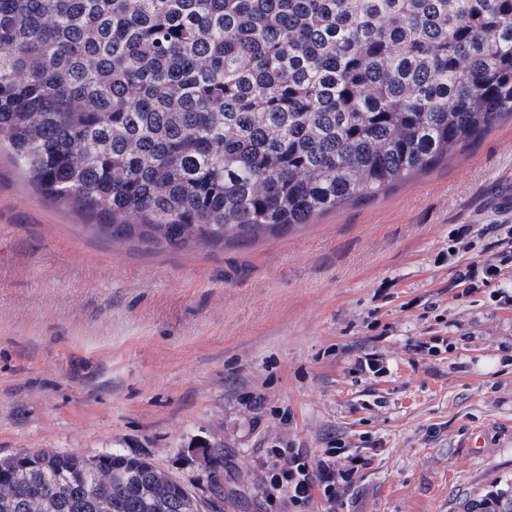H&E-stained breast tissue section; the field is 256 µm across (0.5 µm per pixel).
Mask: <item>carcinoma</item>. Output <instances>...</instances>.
Here are the masks:
<instances>
[{
	"label": "carcinoma",
	"instance_id": "obj_1",
	"mask_svg": "<svg viewBox=\"0 0 512 512\" xmlns=\"http://www.w3.org/2000/svg\"><path fill=\"white\" fill-rule=\"evenodd\" d=\"M512 119V0H0V146L114 241L250 244ZM33 452L57 512H197L145 458ZM29 491V492H31ZM12 512H39L28 500ZM463 512H512L499 480Z\"/></svg>",
	"mask_w": 512,
	"mask_h": 512
}]
</instances>
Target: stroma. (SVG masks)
<instances>
[{
    "label": "stroma",
    "mask_w": 512,
    "mask_h": 512,
    "mask_svg": "<svg viewBox=\"0 0 512 512\" xmlns=\"http://www.w3.org/2000/svg\"><path fill=\"white\" fill-rule=\"evenodd\" d=\"M512 225V120L384 195L247 247L93 235L0 151V458L149 459L220 512L272 501L267 453L361 465L336 512H461L512 475V306L448 289L454 229ZM440 337L437 353L413 347ZM385 366L355 370L365 354Z\"/></svg>",
    "instance_id": "obj_1"
}]
</instances>
